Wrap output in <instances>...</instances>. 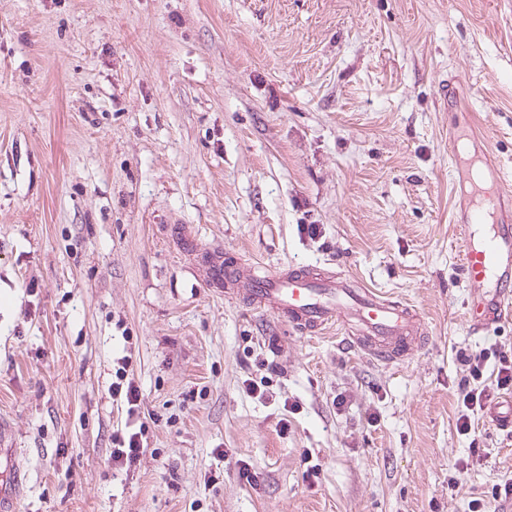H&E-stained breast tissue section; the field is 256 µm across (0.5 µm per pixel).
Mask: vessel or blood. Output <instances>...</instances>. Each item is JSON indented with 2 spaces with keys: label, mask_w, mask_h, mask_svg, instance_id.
Instances as JSON below:
<instances>
[{
  "label": "vessel or blood",
  "mask_w": 512,
  "mask_h": 512,
  "mask_svg": "<svg viewBox=\"0 0 512 512\" xmlns=\"http://www.w3.org/2000/svg\"><path fill=\"white\" fill-rule=\"evenodd\" d=\"M488 186L472 182L466 201L456 203L461 266L470 287L467 321L476 330L512 316V184L491 168ZM247 297L294 328L309 333L352 323L353 345L391 362L401 360L422 333V318L401 301L381 297L355 278H324L304 268L256 274Z\"/></svg>",
  "instance_id": "obj_1"
}]
</instances>
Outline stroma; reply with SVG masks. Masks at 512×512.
I'll list each match as a JSON object with an SVG mask.
<instances>
[{
  "instance_id": "obj_1",
  "label": "stroma",
  "mask_w": 512,
  "mask_h": 512,
  "mask_svg": "<svg viewBox=\"0 0 512 512\" xmlns=\"http://www.w3.org/2000/svg\"><path fill=\"white\" fill-rule=\"evenodd\" d=\"M471 112L512 181V0H0L19 512H470L512 481L511 431L456 427L457 350L512 346L466 317L448 130ZM214 254L353 276L424 333L375 360L210 285ZM141 426L139 432H113L112 434V453L113 463L127 465L130 467L143 453V445L140 439Z\"/></svg>"
}]
</instances>
